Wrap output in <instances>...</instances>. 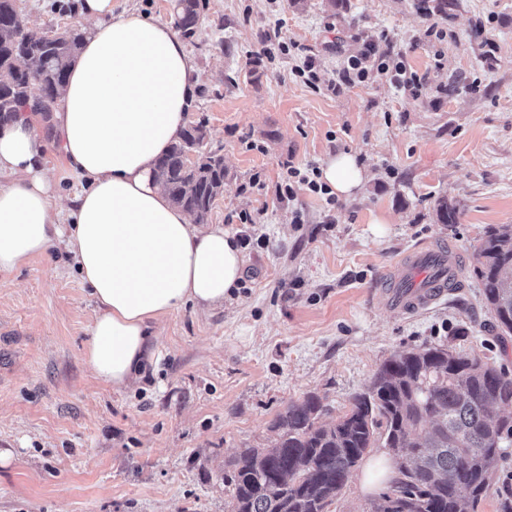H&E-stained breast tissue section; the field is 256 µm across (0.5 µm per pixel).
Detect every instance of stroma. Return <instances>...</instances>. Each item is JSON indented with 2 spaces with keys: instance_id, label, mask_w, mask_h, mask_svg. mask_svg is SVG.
Segmentation results:
<instances>
[{
  "instance_id": "35a3bbf8",
  "label": "stroma",
  "mask_w": 512,
  "mask_h": 512,
  "mask_svg": "<svg viewBox=\"0 0 512 512\" xmlns=\"http://www.w3.org/2000/svg\"><path fill=\"white\" fill-rule=\"evenodd\" d=\"M437 2L201 0L189 122L224 157L206 221L248 237L244 279L223 308L162 317L157 362L115 389L83 356L96 305L64 243L1 274L0 448L13 458L0 512H227L225 461L271 447L277 414L307 395L334 422L391 356L441 344L512 372V335L499 338L472 274L486 231L512 224V0ZM79 4L17 0L24 27L43 30L79 24ZM274 34L326 83L371 41L424 83L414 95L375 75L316 93L296 58L251 63ZM341 152L369 172L357 197L277 200L285 163ZM443 201L457 223L439 221ZM434 244L451 248L456 288L418 314L390 309V271ZM294 75L314 92L325 90L322 84L316 58L309 54H304L301 65H297Z\"/></svg>"
}]
</instances>
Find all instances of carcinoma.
<instances>
[{
    "mask_svg": "<svg viewBox=\"0 0 512 512\" xmlns=\"http://www.w3.org/2000/svg\"><path fill=\"white\" fill-rule=\"evenodd\" d=\"M199 9L200 0H175L176 27L186 38L195 35ZM82 39L76 25L49 41L32 36L15 0H0V124L25 111L50 121ZM23 61L33 64L36 79ZM203 128L184 130L155 171L172 203L198 221L224 192V156L200 152ZM473 273L497 328L512 334V224L486 233ZM509 403L512 375L502 367L444 345L397 353L336 422H320L323 405L310 395L277 416L272 447L246 448L229 461V512H331L378 444L401 455L385 482L392 495L377 496L371 512H477L512 442V420L496 412ZM495 495L498 512H512V494Z\"/></svg>",
    "mask_w": 512,
    "mask_h": 512,
    "instance_id": "cac0c4a2",
    "label": "carcinoma"
}]
</instances>
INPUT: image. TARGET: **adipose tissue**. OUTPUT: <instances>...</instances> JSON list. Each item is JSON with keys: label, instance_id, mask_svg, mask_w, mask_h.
I'll list each match as a JSON object with an SVG mask.
<instances>
[{"label": "adipose tissue", "instance_id": "obj_1", "mask_svg": "<svg viewBox=\"0 0 512 512\" xmlns=\"http://www.w3.org/2000/svg\"><path fill=\"white\" fill-rule=\"evenodd\" d=\"M80 14L84 41L52 116L80 183L57 195L36 116L0 126V273L66 238L97 307L84 356L99 381L121 388L151 362L154 324L189 304L223 307L246 261L234 232L194 223L153 176L186 126L196 86L173 21L116 10L112 0H82ZM321 178L349 198L368 173L346 153L329 157Z\"/></svg>", "mask_w": 512, "mask_h": 512}]
</instances>
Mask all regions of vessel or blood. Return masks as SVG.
Instances as JSON below:
<instances>
[{
    "mask_svg": "<svg viewBox=\"0 0 512 512\" xmlns=\"http://www.w3.org/2000/svg\"><path fill=\"white\" fill-rule=\"evenodd\" d=\"M456 281L446 248L420 249L390 275L386 294L400 311L413 312L446 295Z\"/></svg>",
    "mask_w": 512,
    "mask_h": 512,
    "instance_id": "b4317fda",
    "label": "vessel or blood"
}]
</instances>
